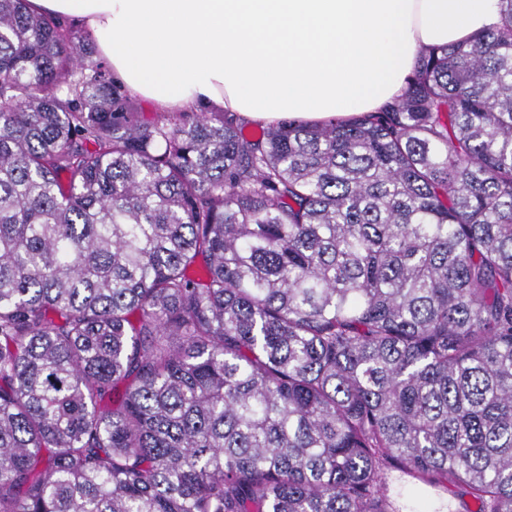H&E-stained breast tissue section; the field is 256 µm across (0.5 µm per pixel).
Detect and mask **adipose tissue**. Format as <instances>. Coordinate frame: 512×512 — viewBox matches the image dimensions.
<instances>
[{
    "label": "adipose tissue",
    "mask_w": 512,
    "mask_h": 512,
    "mask_svg": "<svg viewBox=\"0 0 512 512\" xmlns=\"http://www.w3.org/2000/svg\"><path fill=\"white\" fill-rule=\"evenodd\" d=\"M78 27L116 82L166 112L274 124L377 111L422 49L499 22L500 0H29Z\"/></svg>",
    "instance_id": "obj_1"
}]
</instances>
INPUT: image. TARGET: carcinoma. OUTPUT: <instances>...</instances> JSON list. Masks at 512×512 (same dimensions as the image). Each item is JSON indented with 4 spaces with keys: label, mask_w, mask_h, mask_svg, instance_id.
<instances>
[{
    "label": "carcinoma",
    "mask_w": 512,
    "mask_h": 512,
    "mask_svg": "<svg viewBox=\"0 0 512 512\" xmlns=\"http://www.w3.org/2000/svg\"><path fill=\"white\" fill-rule=\"evenodd\" d=\"M376 112L145 122L0 0V512H512V0ZM436 493L448 502V510H452L451 507H455L456 512H476V504L469 496L464 495L461 487L445 488Z\"/></svg>",
    "instance_id": "1"
}]
</instances>
